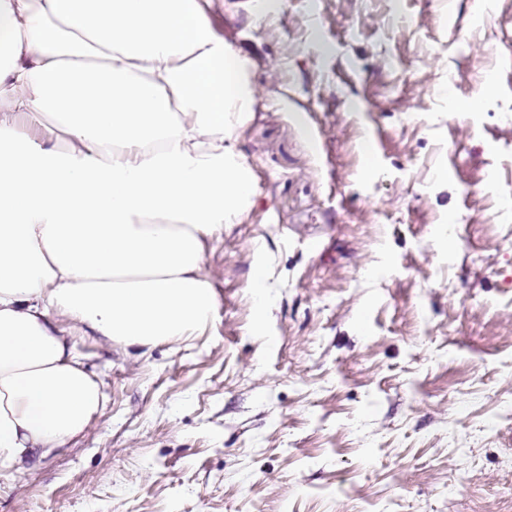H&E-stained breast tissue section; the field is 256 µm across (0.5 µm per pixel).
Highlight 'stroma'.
<instances>
[{
    "mask_svg": "<svg viewBox=\"0 0 512 512\" xmlns=\"http://www.w3.org/2000/svg\"><path fill=\"white\" fill-rule=\"evenodd\" d=\"M207 13L263 93L218 306L146 358L75 334L106 408L0 512H512V0Z\"/></svg>",
    "mask_w": 512,
    "mask_h": 512,
    "instance_id": "obj_1",
    "label": "stroma"
}]
</instances>
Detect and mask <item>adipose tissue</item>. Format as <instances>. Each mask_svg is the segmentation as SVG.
<instances>
[{
	"label": "adipose tissue",
	"mask_w": 512,
	"mask_h": 512,
	"mask_svg": "<svg viewBox=\"0 0 512 512\" xmlns=\"http://www.w3.org/2000/svg\"><path fill=\"white\" fill-rule=\"evenodd\" d=\"M254 68L203 0H0V477L103 411L73 332L144 357L203 336L205 247L255 197Z\"/></svg>",
	"instance_id": "ef3b65f1"
}]
</instances>
